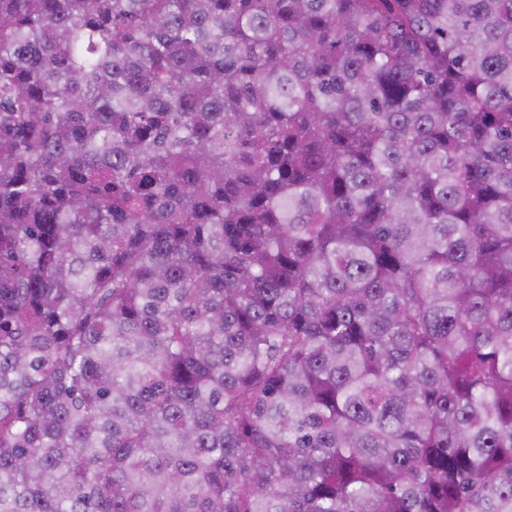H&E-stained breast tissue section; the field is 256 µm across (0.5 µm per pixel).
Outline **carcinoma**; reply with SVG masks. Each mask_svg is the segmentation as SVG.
Wrapping results in <instances>:
<instances>
[{"mask_svg":"<svg viewBox=\"0 0 512 512\" xmlns=\"http://www.w3.org/2000/svg\"><path fill=\"white\" fill-rule=\"evenodd\" d=\"M0 512H512V0H0Z\"/></svg>","mask_w":512,"mask_h":512,"instance_id":"obj_1","label":"carcinoma"}]
</instances>
